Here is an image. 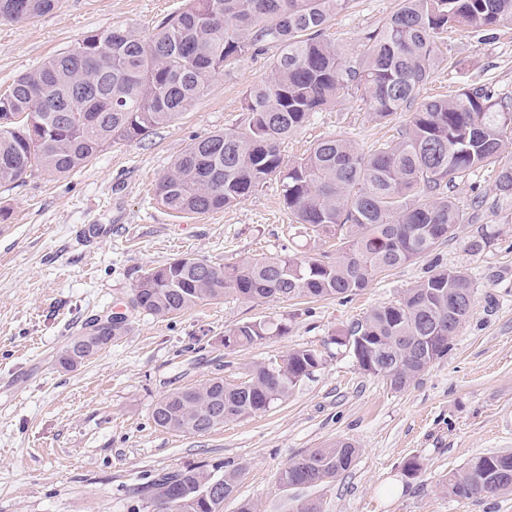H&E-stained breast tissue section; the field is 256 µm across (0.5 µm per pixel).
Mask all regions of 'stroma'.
I'll list each match as a JSON object with an SVG mask.
<instances>
[{"mask_svg":"<svg viewBox=\"0 0 512 512\" xmlns=\"http://www.w3.org/2000/svg\"><path fill=\"white\" fill-rule=\"evenodd\" d=\"M183 6L59 0L35 21H0V92L87 34L111 26L146 34ZM396 7L397 0H348L328 34L355 60L365 35ZM439 49L445 63L424 95L477 83L512 97V20L491 38L459 31ZM274 53L270 47L240 61L175 122L143 140L114 143L66 176L36 169L0 186V206L11 214L0 223V512H149L139 492L159 474L217 460L247 467L224 512H237L242 500L256 512H294L310 498L322 512H512L510 493L464 498L440 485L475 457L512 451V198L499 195L495 169L475 171L451 189L463 221L448 242L348 298L259 301L228 293L168 317L134 306L143 271L177 258L225 266L284 253L335 255L333 239L293 228L277 180L205 215L175 214L154 192L190 143L244 125L246 91L268 77ZM407 119L402 113L376 122L352 94L314 113L281 154L295 160L344 132L366 150ZM90 224L112 227L92 249L80 243ZM482 226L496 239L473 258L465 245ZM435 264L466 269L475 306L447 355L397 390L359 369L331 338L400 299ZM116 313L124 318L117 339L76 369L59 366L63 346ZM256 319L288 331L225 350V331ZM294 348L316 350L322 364L268 411L201 435L154 424L152 408L168 393L214 377L235 383L253 363ZM339 438L359 448L347 471L314 487L278 486L289 462ZM410 459L423 465L414 477L404 470Z\"/></svg>","mask_w":512,"mask_h":512,"instance_id":"stroma-1","label":"stroma"}]
</instances>
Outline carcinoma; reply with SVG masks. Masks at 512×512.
<instances>
[{
  "instance_id": "1",
  "label": "carcinoma",
  "mask_w": 512,
  "mask_h": 512,
  "mask_svg": "<svg viewBox=\"0 0 512 512\" xmlns=\"http://www.w3.org/2000/svg\"><path fill=\"white\" fill-rule=\"evenodd\" d=\"M347 0H186L176 15L143 37L119 26L79 39L73 47L20 75L0 94V185L41 169L65 175L105 147L143 138L176 120L225 68L277 47L270 76L247 89V123L191 143L159 178L156 193L177 213L203 215L242 203L268 179L295 222L338 240V253L280 255L216 266L194 257L149 269L134 286V304L156 316L176 314L232 292L245 299L340 298L368 287L383 271L432 254L460 223L449 190L475 171L498 167L499 195L512 197V102L485 85L452 98L421 96L439 63L437 40L470 27L493 31L512 19V0H400L381 30L364 37L354 62L326 38ZM57 0H0V21L26 22L52 12ZM356 90L374 120L409 113L398 137L364 151L346 135L320 140L284 163L280 144L313 113ZM495 238L481 228L467 242L472 256ZM476 288L460 267L435 266L394 303L376 307L341 337L355 336L382 352L381 377L399 390L441 359L448 323L462 325L460 308ZM122 326L96 324L64 346L58 363L72 369L120 335ZM285 332L252 320L225 332L236 347ZM322 365L313 349H292L271 364L258 362L247 386L220 378L178 389L154 405V423L178 433H207L232 419L265 412ZM357 446L338 439L290 462L280 486H317L348 470ZM502 453L473 458L446 477L450 495L512 493V473L499 471ZM246 471L222 461L164 475L147 487L155 512H224ZM223 479L218 499L201 491Z\"/></svg>"
}]
</instances>
